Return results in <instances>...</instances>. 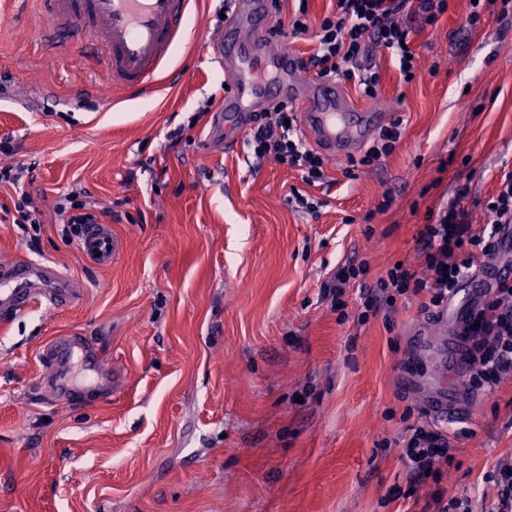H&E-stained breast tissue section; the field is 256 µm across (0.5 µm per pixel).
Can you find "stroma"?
Returning <instances> with one entry per match:
<instances>
[{
  "mask_svg": "<svg viewBox=\"0 0 512 512\" xmlns=\"http://www.w3.org/2000/svg\"><path fill=\"white\" fill-rule=\"evenodd\" d=\"M221 0H200L168 67L177 83L88 92L97 69L80 36L48 44L38 0L0 13V166L27 168L39 226L5 220L17 194L0 187V261L31 257L81 280L67 309L35 303L0 315V512H435L434 488L481 512L484 475L512 456V380L449 422L455 459L440 483L412 486L399 460L409 423L429 422L400 379L416 301L357 325L358 286L340 319L322 285L367 262L374 283L395 261L417 263L426 212L471 189L472 223L512 170V12L467 21L451 0L435 29L402 19L421 77L407 84L377 51L381 88L363 99L405 127L381 164L310 186L245 141L208 143L206 102L224 72L204 52ZM123 250L101 267L57 211L73 187ZM323 203L296 211L292 190ZM385 211L376 206L383 198ZM77 332L112 370V397L52 402L40 349Z\"/></svg>",
  "mask_w": 512,
  "mask_h": 512,
  "instance_id": "obj_1",
  "label": "stroma"
}]
</instances>
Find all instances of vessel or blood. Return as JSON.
Instances as JSON below:
<instances>
[{
    "label": "vessel or blood",
    "mask_w": 512,
    "mask_h": 512,
    "mask_svg": "<svg viewBox=\"0 0 512 512\" xmlns=\"http://www.w3.org/2000/svg\"><path fill=\"white\" fill-rule=\"evenodd\" d=\"M42 37L59 42L78 32L95 57L105 87L145 88L157 82L176 45L184 39L186 18L198 0H41ZM274 0H236L207 49L231 80L224 102L213 114L209 142L247 132L253 113L285 100L302 117L306 133L326 155L343 158L359 149L390 113L369 111L352 99L342 83L317 75L274 31ZM80 249L97 264L109 265L123 244L108 225H85ZM83 285L57 265L34 258L0 263V313H17L40 301L53 308L78 304ZM470 306L453 317H439L417 331L415 355H437L457 370L468 367L467 345L450 334L449 321L463 322ZM42 385L57 400L71 403L85 386L102 397L112 395V373L103 370L94 345L84 336L54 338L42 352ZM405 389L416 395L430 415L443 419L465 416L470 399L430 374L404 375Z\"/></svg>",
    "instance_id": "b4317fda"
}]
</instances>
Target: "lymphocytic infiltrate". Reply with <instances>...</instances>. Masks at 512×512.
<instances>
[{"label":"lymphocytic infiltrate","mask_w":512,"mask_h":512,"mask_svg":"<svg viewBox=\"0 0 512 512\" xmlns=\"http://www.w3.org/2000/svg\"><path fill=\"white\" fill-rule=\"evenodd\" d=\"M448 8L449 0H336L334 12L317 21L308 18L306 6H299L288 19V30L294 36L312 34L316 42L304 61L306 67L353 83L361 96L372 99L381 82L376 49L396 53L401 77L418 72L409 32L399 24V17L411 15L432 26ZM401 127L398 120L382 127L362 155L349 158L346 175L389 156L401 138ZM246 143L257 159L273 158L299 171L307 184H321L327 178L325 157L308 146L287 102L256 113ZM469 194V185L459 184L450 202L428 213L417 238L421 264L389 265L373 288L361 289L358 324L368 323L380 309H394L402 298L416 299L424 316L440 314L464 279L476 276L489 259L506 252L512 236V171L501 176L496 194L485 201L482 225L471 223ZM460 333L471 356V390L491 392L512 379V275L502 274L487 288ZM453 447L447 431L432 424L417 425L404 440L400 457L411 479L435 478L451 465Z\"/></svg>","instance_id":"1"}]
</instances>
